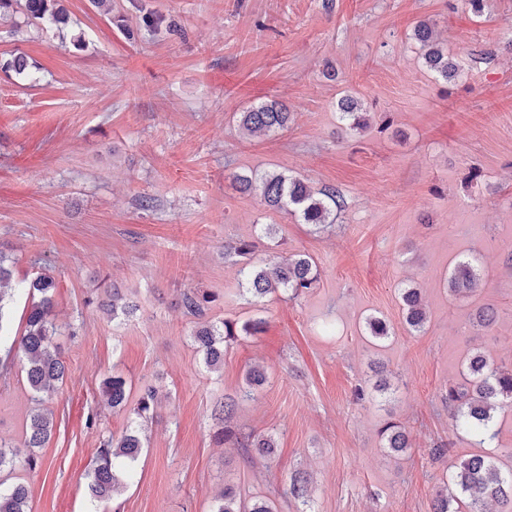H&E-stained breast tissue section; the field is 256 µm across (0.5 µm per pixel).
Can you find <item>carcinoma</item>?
Wrapping results in <instances>:
<instances>
[{
    "label": "carcinoma",
    "instance_id": "cac0c4a2",
    "mask_svg": "<svg viewBox=\"0 0 512 512\" xmlns=\"http://www.w3.org/2000/svg\"><path fill=\"white\" fill-rule=\"evenodd\" d=\"M24 14L30 25L63 24L66 11L59 0H24ZM412 38L419 45L423 65L434 75L450 81L461 71L458 61L448 56V49L434 39L433 23L419 21L413 28ZM340 119L349 130L366 126L358 102L349 96L337 102ZM291 113L288 107L276 100L260 103L242 113L240 125L251 135L275 133L288 127ZM239 190L260 198L273 209L289 210L299 214L304 223L315 227L333 224L337 213L345 208V200L335 188L316 189L297 175L252 172L236 176ZM257 244L239 240L224 245V257L249 258ZM0 255V333L4 331V308L13 297L12 270ZM246 291L256 299H264L279 292L293 297L317 287L319 275L312 259L306 255L273 258L260 266L243 267ZM482 276L476 260L458 262L444 280L452 297H468L477 293ZM57 282L54 276L42 273L23 282L31 303L28 305L21 329L15 334L13 348L31 400L37 403L26 418L21 446L0 442V474L11 475L22 468L36 471L42 465L37 449L50 440L54 421L53 413L38 407L42 393L63 381L65 366L56 344L62 326L55 319L53 300ZM405 324L413 332L421 331L427 322L421 293L414 287L400 289ZM218 296L209 292L189 290L183 294L182 305L188 314L202 317ZM99 307L116 319L128 317L137 309L120 289H112L109 299ZM261 331V321L225 319L220 324L204 322L193 334L196 349L202 354L207 368L220 370L224 365V343L240 336H252ZM101 395L114 409L125 410L135 419H146L158 404V390L146 385L135 396L131 395L125 377L112 373L103 380ZM448 415L457 426L480 438L492 441L497 431L492 422L498 409L512 405V366L504 368L489 357L477 352L464 362L461 381L448 388ZM387 448L399 452L408 447V436L398 426L387 423L381 429ZM221 442L238 448H256L262 454L272 452L274 443L269 438H257L231 426V410L224 409V428L215 433ZM146 441L141 428L136 426L115 437L102 440L85 471L89 496L102 501L110 498L120 487V477H130L135 470ZM30 491L27 483L15 480L6 485L0 480V512H31ZM497 504L512 505V477L502 475L500 467L486 456H475L455 465L444 486L437 491L434 512H459L464 505L466 512H486L487 500ZM211 512H275L273 503L266 500L246 501L230 487L224 488L214 499Z\"/></svg>",
    "mask_w": 512,
    "mask_h": 512
}]
</instances>
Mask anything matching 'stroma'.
I'll list each match as a JSON object with an SVG mask.
<instances>
[{
  "label": "stroma",
  "mask_w": 512,
  "mask_h": 512,
  "mask_svg": "<svg viewBox=\"0 0 512 512\" xmlns=\"http://www.w3.org/2000/svg\"><path fill=\"white\" fill-rule=\"evenodd\" d=\"M61 26L0 16V253L14 281L50 272L66 375L48 399L53 434L27 474L31 512H209L224 486L278 512H434L453 465L494 456L512 473V407L493 442L456 430L443 397L466 358L512 364V0H61ZM178 22L153 28L144 13ZM434 22L448 53L481 48L494 61L450 81L428 71L411 39ZM83 37L75 46V37ZM25 74L7 70L14 54ZM336 71L328 79L326 68ZM367 113L343 130L344 95ZM280 100L292 121L248 137L251 105ZM277 171L346 202L323 230L239 191L236 175ZM271 235H263L265 226ZM257 239L253 264L304 254L318 288L296 298L247 293L224 245ZM477 259L482 290L452 299L444 278ZM121 288L136 313L111 318L98 299ZM419 288L428 321L409 331L399 292ZM217 293L205 318L262 320L224 347L220 371L193 342L188 289ZM498 309L488 330H464L473 310ZM385 319L387 338L369 336ZM264 387L245 396L250 367ZM119 371L161 401L126 488L91 501L85 470L102 437L129 413L99 388ZM363 387L365 398L353 392ZM234 398L233 424L269 436L274 455L215 443L214 402ZM32 403L20 371L0 382V441L20 444ZM410 448H385L384 423ZM449 452L432 458L430 448ZM310 497L285 495L294 474Z\"/></svg>",
  "instance_id": "stroma-1"
}]
</instances>
